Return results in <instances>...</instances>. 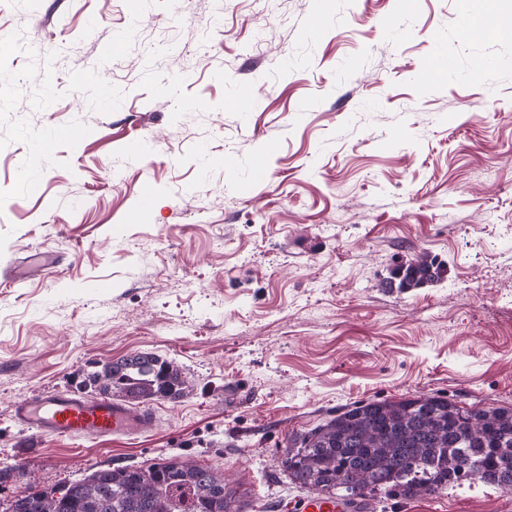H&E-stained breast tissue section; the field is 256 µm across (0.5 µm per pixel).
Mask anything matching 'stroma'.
I'll use <instances>...</instances> for the list:
<instances>
[{
    "instance_id": "35a3bbf8",
    "label": "stroma",
    "mask_w": 512,
    "mask_h": 512,
    "mask_svg": "<svg viewBox=\"0 0 512 512\" xmlns=\"http://www.w3.org/2000/svg\"><path fill=\"white\" fill-rule=\"evenodd\" d=\"M496 12L512 0H0V462L24 465L0 512L173 455L223 470L242 512H290L311 493L278 461L340 407L512 408V34ZM68 124L81 140L58 136ZM422 253L441 278L397 287ZM138 352L188 382L151 403L153 431L13 421L19 400ZM387 512H512V491Z\"/></svg>"
}]
</instances>
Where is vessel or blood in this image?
<instances>
[{"label":"vessel or blood","instance_id":"b4317fda","mask_svg":"<svg viewBox=\"0 0 512 512\" xmlns=\"http://www.w3.org/2000/svg\"><path fill=\"white\" fill-rule=\"evenodd\" d=\"M13 419L26 431L42 437H135L155 426L150 409L135 408L120 399L91 400L60 391L21 399L13 408Z\"/></svg>","mask_w":512,"mask_h":512}]
</instances>
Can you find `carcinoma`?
Wrapping results in <instances>:
<instances>
[{"mask_svg": "<svg viewBox=\"0 0 512 512\" xmlns=\"http://www.w3.org/2000/svg\"><path fill=\"white\" fill-rule=\"evenodd\" d=\"M394 276L410 288L439 278L440 267L422 254ZM79 389L138 406L181 398L187 380L168 359L136 353L87 372ZM288 453L293 483L348 503L411 500L478 482L512 485V408L468 410L438 394L355 403L294 434ZM228 493L223 471L175 455L146 470L98 469L61 497L17 496L8 512H232Z\"/></svg>", "mask_w": 512, "mask_h": 512, "instance_id": "carcinoma-1", "label": "carcinoma"}]
</instances>
